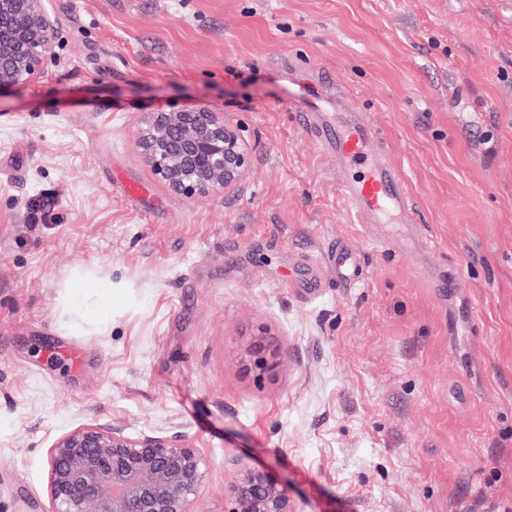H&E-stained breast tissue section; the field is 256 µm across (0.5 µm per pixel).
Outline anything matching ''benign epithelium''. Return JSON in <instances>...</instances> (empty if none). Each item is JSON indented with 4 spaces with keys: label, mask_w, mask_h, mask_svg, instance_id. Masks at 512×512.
I'll return each instance as SVG.
<instances>
[{
    "label": "benign epithelium",
    "mask_w": 512,
    "mask_h": 512,
    "mask_svg": "<svg viewBox=\"0 0 512 512\" xmlns=\"http://www.w3.org/2000/svg\"><path fill=\"white\" fill-rule=\"evenodd\" d=\"M55 53L42 0H0V93L34 83ZM141 149L171 190L203 195L236 182L247 170V147L224 113L205 109L153 112ZM254 365L273 371L264 338L252 344ZM49 512H194L206 459L190 439L114 427L76 428L49 449ZM226 512H295L288 490L247 471L231 488Z\"/></svg>",
    "instance_id": "1"
}]
</instances>
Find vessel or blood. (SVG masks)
Here are the masks:
<instances>
[{
    "label": "vessel or blood",
    "mask_w": 512,
    "mask_h": 512,
    "mask_svg": "<svg viewBox=\"0 0 512 512\" xmlns=\"http://www.w3.org/2000/svg\"><path fill=\"white\" fill-rule=\"evenodd\" d=\"M342 96L333 85H316L297 108L320 147L336 162L343 196L360 224H407L412 207L402 177L388 163L371 123L360 113L340 108ZM325 261L337 282L352 287L362 278L356 254L328 250Z\"/></svg>",
    "instance_id": "obj_1"
}]
</instances>
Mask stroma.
Masks as SVG:
<instances>
[{"label":"stroma","instance_id":"stroma-1","mask_svg":"<svg viewBox=\"0 0 512 512\" xmlns=\"http://www.w3.org/2000/svg\"><path fill=\"white\" fill-rule=\"evenodd\" d=\"M43 8L55 55L0 93V512H48L49 450L82 426L193 440L195 512L248 468L297 512H512V0ZM309 70L376 127L412 223L353 222L295 108ZM199 108L250 163L189 197L139 141ZM334 244L360 286L312 268ZM80 273L111 310L70 300Z\"/></svg>","mask_w":512,"mask_h":512}]
</instances>
